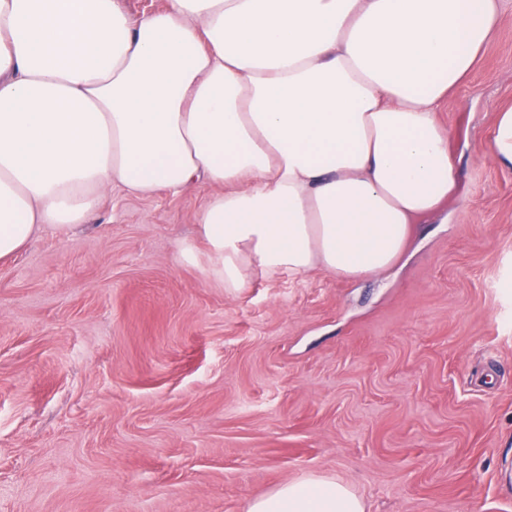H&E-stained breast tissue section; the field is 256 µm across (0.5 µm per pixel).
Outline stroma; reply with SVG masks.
<instances>
[{
    "label": "stroma",
    "instance_id": "obj_1",
    "mask_svg": "<svg viewBox=\"0 0 512 512\" xmlns=\"http://www.w3.org/2000/svg\"><path fill=\"white\" fill-rule=\"evenodd\" d=\"M512 0L440 119L457 187L383 272L205 277L213 189L122 188L0 262V512H512ZM192 246L195 262L181 251ZM484 156L500 167H512V108L500 112L492 144ZM247 512H365L362 500L334 479L306 478L254 498Z\"/></svg>",
    "mask_w": 512,
    "mask_h": 512
}]
</instances>
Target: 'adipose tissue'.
Masks as SVG:
<instances>
[{
	"instance_id": "1",
	"label": "adipose tissue",
	"mask_w": 512,
	"mask_h": 512,
	"mask_svg": "<svg viewBox=\"0 0 512 512\" xmlns=\"http://www.w3.org/2000/svg\"><path fill=\"white\" fill-rule=\"evenodd\" d=\"M503 0H0V260L121 186L216 192L207 276H369L456 188L438 118ZM247 512H365L306 478Z\"/></svg>"
}]
</instances>
